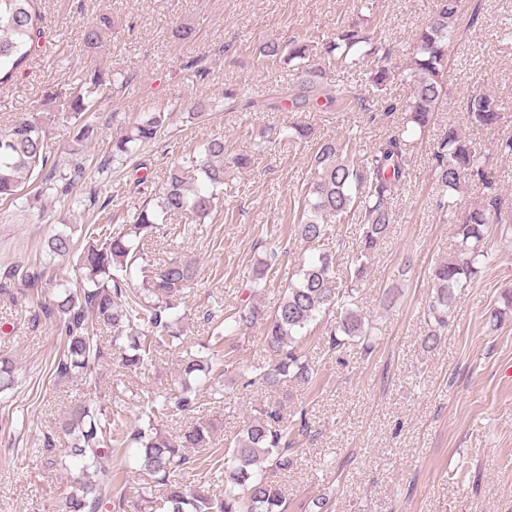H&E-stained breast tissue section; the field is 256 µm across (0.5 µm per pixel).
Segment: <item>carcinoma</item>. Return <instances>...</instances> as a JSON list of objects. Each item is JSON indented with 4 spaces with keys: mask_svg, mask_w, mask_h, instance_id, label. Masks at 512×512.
I'll use <instances>...</instances> for the list:
<instances>
[{
    "mask_svg": "<svg viewBox=\"0 0 512 512\" xmlns=\"http://www.w3.org/2000/svg\"><path fill=\"white\" fill-rule=\"evenodd\" d=\"M464 7L465 0H439L434 16L419 30L409 72L412 94L403 106V126L398 133L367 149L359 165L348 157L358 146L353 132L339 140H320L311 156V180L293 231L303 241L316 245L329 235L328 221L339 223L358 214L360 245L352 258L353 272L342 279L331 255H313L298 279L288 284L273 313L249 302L222 313L207 314V322L223 330L217 332L214 341L200 345L199 354L182 360L177 386L161 400L151 401L149 410L144 412L148 418L144 423H132L118 410H105L91 397L76 400L61 424L67 446L58 459L51 461L53 465L70 462L77 466L64 512H101L108 505L124 506V498L119 495L123 479L112 465L115 450L133 451L138 478L162 487L161 501L154 506L161 512H286L288 505L274 473L297 465L300 449L294 444L310 433L305 411L287 422L282 405L269 404L224 448L216 443L209 420L197 419L175 438L163 431L159 422L169 413L191 415L199 411L205 399H216L221 394V378L235 366L224 352V342L258 323L263 325V341L271 359L258 373L238 371V384L243 389L257 384L275 388L288 381L315 387L318 372L302 355V343L309 325L332 310L337 317L327 329L329 348L339 350L355 342L364 353H370L376 327L359 307L358 284L367 274L372 251L390 234L395 222L394 200L410 177L413 160L403 135L424 134L448 96V44L456 37ZM111 28L112 21L106 17L88 22L83 29L84 46L89 50L97 48ZM45 29V18L35 8V0H0V86L29 65ZM372 40L364 22L357 20L337 32L336 40L324 44V54L336 58L341 66H357L378 50ZM315 49L306 38L286 44L269 39L259 55L272 63L284 53L290 60H305ZM322 75L319 68L302 70L296 92L289 95L292 106H319L324 96ZM392 78L393 73L384 64L370 69L366 76L369 87L377 91L383 90ZM124 87L116 73L91 67L69 96L59 99L47 89L37 111L1 130L0 200L19 199L26 181L39 177L56 198L70 205L107 210L112 198L103 199L94 189L85 197L76 192L87 178L85 145L97 134V127L85 116L96 111L101 94H117ZM511 110L509 103L482 89L472 93L466 102L468 118L477 126L495 125ZM46 111L66 113L79 122L63 157H56L50 150L52 130ZM167 124L168 114L160 111L149 112L138 122L120 128L99 169L131 157L155 141ZM431 156L439 188L435 207L455 224L459 248L453 259L432 271L435 292L428 302L429 323L422 340L428 350L439 345L457 291L469 286L478 273L476 264L490 265L494 261L493 240L512 233V209H504L499 196L492 195L487 203L464 210L455 200L467 181L491 185L483 151L457 130L448 128L435 140ZM227 164L247 168L252 157L240 153L228 156L224 153V138H212L194 149L187 163H173L165 172L158 193L117 216L110 215L124 222L119 231L108 235L89 233L80 251L69 233L61 231L51 236L47 255L53 259L75 258L78 277L72 285L57 284L47 299L42 298L43 269L16 266L4 271V279L19 280L25 296L31 298L32 324L36 326L44 320L57 327L62 349L52 359L56 378L78 375L90 386L97 384L99 363L108 356L100 342V333L105 330L112 333L119 364L130 371L172 348L170 338L179 335L173 310L195 277V267L183 256L158 262L147 257L145 246L168 216L188 220L184 226L187 233L192 232V225L209 217L216 207L217 190L224 185ZM190 171L199 173L209 188H192L187 177ZM279 258L277 244L269 243L263 269L254 274L253 287L266 284L265 275ZM13 386L12 364L0 358V393ZM188 448L202 452L198 461L188 457ZM206 462L223 463L224 495L214 496L190 482L170 481L177 473Z\"/></svg>",
    "mask_w": 512,
    "mask_h": 512,
    "instance_id": "cac0c4a2",
    "label": "carcinoma"
}]
</instances>
